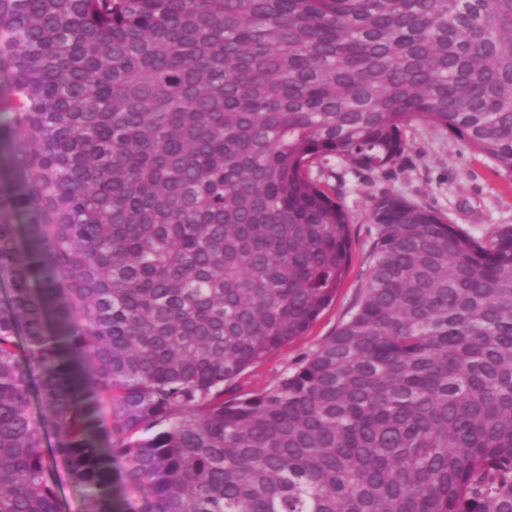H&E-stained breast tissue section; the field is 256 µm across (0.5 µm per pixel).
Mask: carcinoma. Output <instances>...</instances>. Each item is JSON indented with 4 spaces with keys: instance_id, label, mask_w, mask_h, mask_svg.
Segmentation results:
<instances>
[{
    "instance_id": "carcinoma-1",
    "label": "carcinoma",
    "mask_w": 512,
    "mask_h": 512,
    "mask_svg": "<svg viewBox=\"0 0 512 512\" xmlns=\"http://www.w3.org/2000/svg\"><path fill=\"white\" fill-rule=\"evenodd\" d=\"M0 70V512L60 462L91 512H512L511 228L377 198L357 310L230 387L349 267L311 164L418 123L512 174V0H0Z\"/></svg>"
}]
</instances>
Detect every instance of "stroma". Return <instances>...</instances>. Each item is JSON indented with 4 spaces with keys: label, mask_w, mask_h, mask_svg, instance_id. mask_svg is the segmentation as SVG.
Masks as SVG:
<instances>
[{
    "label": "stroma",
    "mask_w": 512,
    "mask_h": 512,
    "mask_svg": "<svg viewBox=\"0 0 512 512\" xmlns=\"http://www.w3.org/2000/svg\"><path fill=\"white\" fill-rule=\"evenodd\" d=\"M403 137L407 149L394 166L366 171L335 160L322 172L321 181L334 190L349 216L352 258L347 274L334 301L307 333L242 372L235 382L238 393L270 388L354 312L376 238L369 218L376 197L390 193L434 209L479 240L512 228V176L492 159L436 127L415 124L405 128Z\"/></svg>",
    "instance_id": "35a3bbf8"
}]
</instances>
